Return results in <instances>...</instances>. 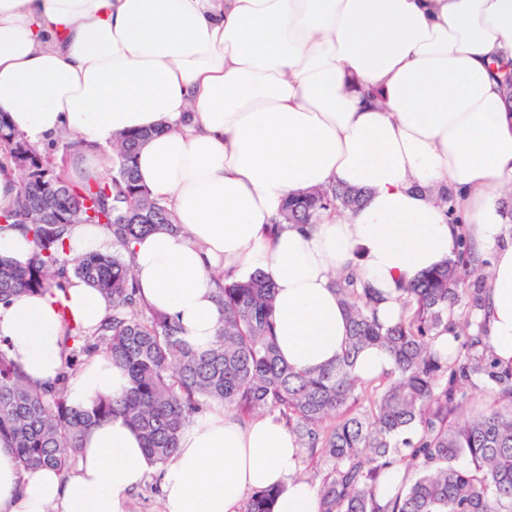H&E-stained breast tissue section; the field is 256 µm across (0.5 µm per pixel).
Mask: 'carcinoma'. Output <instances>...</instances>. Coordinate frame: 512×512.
Segmentation results:
<instances>
[{"mask_svg":"<svg viewBox=\"0 0 512 512\" xmlns=\"http://www.w3.org/2000/svg\"><path fill=\"white\" fill-rule=\"evenodd\" d=\"M149 137L120 136L101 173L74 181L68 160L85 142L59 135L52 142L61 147L58 157L31 145L0 113V164H12L21 178L19 202L0 214V232L21 227L34 243L23 264L0 257V302L63 291L72 276L112 299L96 328L66 322L63 365L50 384H31L0 339V441L10 444L21 470L70 475L87 430L113 416L138 432L153 463L164 464L194 416L220 403L246 418L278 415L317 471L320 512H512V369L490 354L485 322L470 317L484 307L489 277L473 241L461 240L453 257L402 286V311L388 324L376 317L377 295L359 288L354 275L334 279L348 314L347 343L318 371L282 359L275 287L261 270L245 280L218 276L224 325L210 348L194 349L171 317L145 303L131 273L134 240L177 230L168 203L136 176V154ZM366 196L342 185L314 189L285 201L281 222L316 224L328 212L359 208ZM75 223L105 228L119 249L63 259ZM450 332L454 344L441 342ZM370 346L389 353L393 376L364 382L355 375ZM99 353L126 370L130 387L88 406L70 403V380ZM478 382L488 399L455 419L462 387ZM400 464L406 475L382 503L383 482ZM274 498L271 488L252 491L240 512H273Z\"/></svg>","mask_w":512,"mask_h":512,"instance_id":"cac0c4a2","label":"carcinoma"}]
</instances>
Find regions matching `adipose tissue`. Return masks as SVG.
I'll return each mask as SVG.
<instances>
[{"label":"adipose tissue","mask_w":512,"mask_h":512,"mask_svg":"<svg viewBox=\"0 0 512 512\" xmlns=\"http://www.w3.org/2000/svg\"><path fill=\"white\" fill-rule=\"evenodd\" d=\"M511 61L512 0H0V112L17 132L39 148L64 129L88 142L76 180L100 170L99 146L150 134L138 175L180 230L131 244L144 299L204 350L224 318L212 272L264 271L281 355L300 370L344 349L333 277L355 272L392 322L402 285L452 256L464 227L496 251L487 344L512 367V111L497 80ZM335 184L368 196L344 216L276 225L286 199ZM62 306L92 328L112 301L76 278L0 303V337L32 382L62 365ZM128 386L97 356L68 397L84 406ZM298 452L276 415H200L161 469L162 512H235L267 487L273 512H319ZM152 469L120 416L87 432L67 477L22 473L0 441V512H127Z\"/></svg>","instance_id":"obj_1"}]
</instances>
